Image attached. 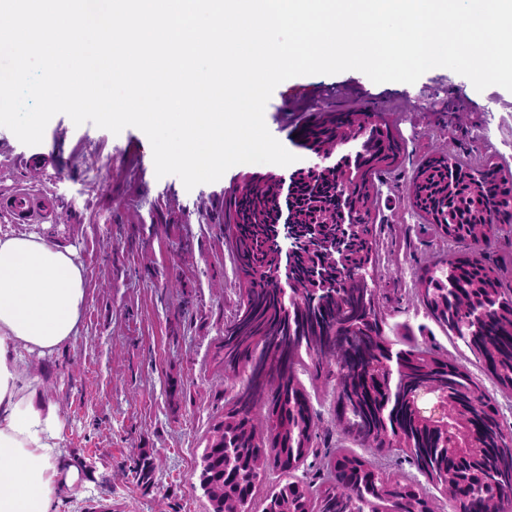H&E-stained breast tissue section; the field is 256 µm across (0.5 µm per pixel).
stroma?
Masks as SVG:
<instances>
[{"label": "stroma", "instance_id": "1", "mask_svg": "<svg viewBox=\"0 0 512 512\" xmlns=\"http://www.w3.org/2000/svg\"><path fill=\"white\" fill-rule=\"evenodd\" d=\"M352 110L386 113L404 145L380 187L384 203L370 219L386 332L453 358L496 400L504 430L512 431V395L414 297L418 276L443 250L405 195L432 151L512 167V92L476 91L442 67L412 84L384 86L348 70L280 83L264 119L303 167L314 156L298 131L314 113ZM43 142L63 152L62 168L27 169V145L0 127V197L24 182L57 204L58 218L31 230L72 246L87 278L78 335L52 354L29 355L24 365L41 398L57 407L60 446L78 465L74 485L57 496L56 512H208L198 480L201 456L235 392L215 353L240 302L224 206L244 174L284 169L248 164L188 190L177 176H156L151 143L135 127L115 135L58 114ZM299 378L322 419L318 453L298 470L312 478L339 436L331 386L317 385L309 371Z\"/></svg>", "mask_w": 512, "mask_h": 512}]
</instances>
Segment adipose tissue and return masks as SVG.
<instances>
[{
  "instance_id": "adipose-tissue-1",
  "label": "adipose tissue",
  "mask_w": 512,
  "mask_h": 512,
  "mask_svg": "<svg viewBox=\"0 0 512 512\" xmlns=\"http://www.w3.org/2000/svg\"><path fill=\"white\" fill-rule=\"evenodd\" d=\"M85 302V271L70 247L0 232V512H53L60 487L76 477L59 445L58 409L39 401L21 367L77 334Z\"/></svg>"
}]
</instances>
